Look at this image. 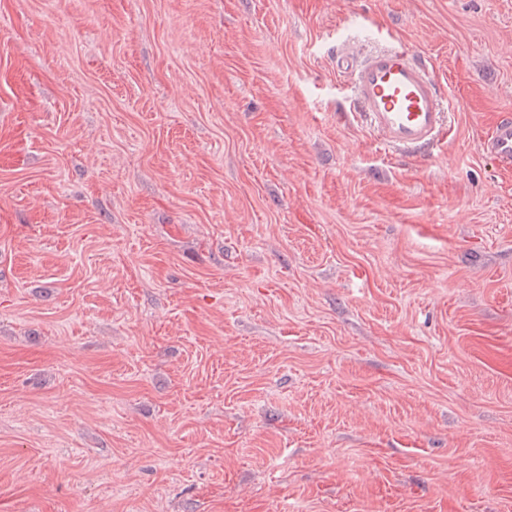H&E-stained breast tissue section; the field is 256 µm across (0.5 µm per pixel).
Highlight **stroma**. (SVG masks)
Instances as JSON below:
<instances>
[{
  "mask_svg": "<svg viewBox=\"0 0 512 512\" xmlns=\"http://www.w3.org/2000/svg\"><path fill=\"white\" fill-rule=\"evenodd\" d=\"M508 111L512 0H0V512H512ZM336 68L354 74L355 101L384 145L423 152L446 136L438 82L428 64L407 47L366 56L339 47ZM482 149L493 156L502 166L512 165V117H501L482 143Z\"/></svg>",
  "mask_w": 512,
  "mask_h": 512,
  "instance_id": "1",
  "label": "stroma"
}]
</instances>
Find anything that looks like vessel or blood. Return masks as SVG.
Instances as JSON below:
<instances>
[{
  "mask_svg": "<svg viewBox=\"0 0 512 512\" xmlns=\"http://www.w3.org/2000/svg\"><path fill=\"white\" fill-rule=\"evenodd\" d=\"M336 68L353 73L355 101L384 145L423 152L446 136L438 82L428 64L407 47L366 56L340 47ZM482 148L502 166L512 165L511 116L496 122Z\"/></svg>",
  "mask_w": 512,
  "mask_h": 512,
  "instance_id": "vessel-or-blood-1",
  "label": "vessel or blood"
}]
</instances>
